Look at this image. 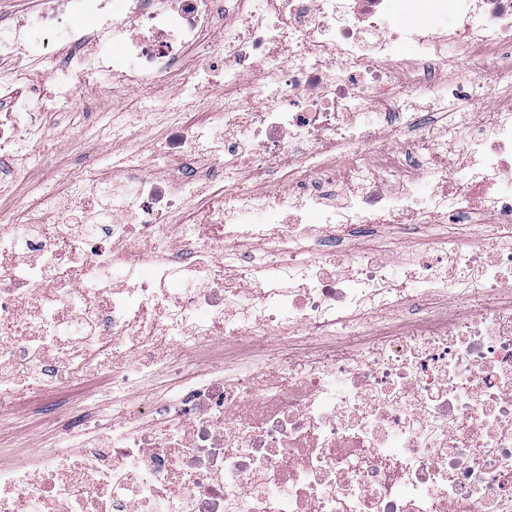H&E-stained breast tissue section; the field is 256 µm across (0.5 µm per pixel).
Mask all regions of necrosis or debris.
Wrapping results in <instances>:
<instances>
[{"label": "necrosis or debris", "instance_id": "4bbe7bcc", "mask_svg": "<svg viewBox=\"0 0 512 512\" xmlns=\"http://www.w3.org/2000/svg\"><path fill=\"white\" fill-rule=\"evenodd\" d=\"M63 12L65 83L110 73L130 119L111 181L0 226V424L55 433L0 462V512H512V0H47L0 59ZM216 69L151 168L135 90ZM38 93L0 82V158L46 139ZM385 227L412 246L352 248Z\"/></svg>", "mask_w": 512, "mask_h": 512}]
</instances>
